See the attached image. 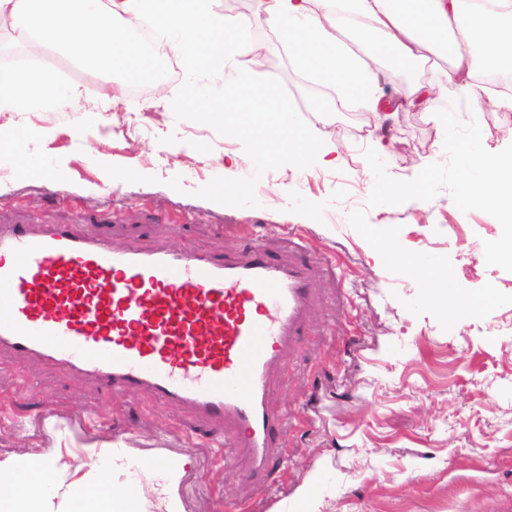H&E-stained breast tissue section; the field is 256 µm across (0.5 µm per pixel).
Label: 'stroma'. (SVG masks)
I'll return each mask as SVG.
<instances>
[{
  "label": "stroma",
  "mask_w": 512,
  "mask_h": 512,
  "mask_svg": "<svg viewBox=\"0 0 512 512\" xmlns=\"http://www.w3.org/2000/svg\"><path fill=\"white\" fill-rule=\"evenodd\" d=\"M262 43L270 59L263 76L281 80L311 130L338 146L339 159L266 172L257 206L233 207L196 191L216 177L252 176L254 164L240 140L175 118L171 102L186 78L179 58L169 57L160 91L142 74L109 77L54 48L32 54L13 26L0 24V46L14 61L53 72L81 94L76 111L0 112V138L29 130L24 156L46 170L27 176L23 156L0 154V225L72 224L120 247L165 239L228 255L257 237L304 234L315 260L336 272L315 279L305 328L274 377L271 402L285 421L269 476L248 479L213 447L216 432L188 414L7 356L0 462H49L59 482L46 512H67L72 487L92 484L97 463L115 456L144 464L133 476L125 466L111 471L116 490L133 488L141 512L173 504L179 512H488L512 496V305L442 330L432 315L405 309L416 282L375 261L347 219L366 209L373 227H399L405 249L448 257L463 288L491 283L512 294V272L483 257L485 242L501 235L492 216L460 211L445 190L428 202L367 205L374 175L363 152L372 142L391 146L385 163L398 180L446 161L436 113L448 106L451 61L432 58L419 72L434 89L432 109L398 112L383 129L334 100L278 31L266 29ZM498 96L488 89L482 106L458 111L461 120L477 119L492 152L512 143V110L495 107ZM167 463L179 467L169 494L158 470ZM309 485L312 497L298 502Z\"/></svg>",
  "instance_id": "1"
}]
</instances>
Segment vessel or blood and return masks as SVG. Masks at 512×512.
I'll use <instances>...</instances> for the list:
<instances>
[{
	"label": "vessel or blood",
	"instance_id": "1",
	"mask_svg": "<svg viewBox=\"0 0 512 512\" xmlns=\"http://www.w3.org/2000/svg\"><path fill=\"white\" fill-rule=\"evenodd\" d=\"M307 248L292 234L281 256L259 243L227 258L164 241L120 249L68 224L0 225V355L184 411L264 476L273 377L312 304Z\"/></svg>",
	"mask_w": 512,
	"mask_h": 512
}]
</instances>
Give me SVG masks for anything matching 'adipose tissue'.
Returning <instances> with one entry per match:
<instances>
[{"label": "adipose tissue", "mask_w": 512, "mask_h": 512, "mask_svg": "<svg viewBox=\"0 0 512 512\" xmlns=\"http://www.w3.org/2000/svg\"><path fill=\"white\" fill-rule=\"evenodd\" d=\"M212 0H0V19H9L33 52L68 44L84 66L110 74L147 73L163 85L165 59L146 53L126 30L143 16L170 34L171 52L188 70L220 71L227 54L252 57L259 45L250 37L258 24L285 33L298 64L340 97L357 101L376 122L393 113L430 108L433 92L424 84L405 88L390 101L376 93L379 79L366 61L339 40L334 0H255L249 15L214 11ZM345 10L365 19L399 58L425 63L451 50L456 100L477 106L484 100L477 72L512 69V0H345ZM65 104L78 108L79 93L47 74L27 78L9 73L0 80V112ZM56 472L20 458L0 463V512H43L44 495ZM69 512H138L132 491L113 492L108 471L94 486H76Z\"/></svg>", "instance_id": "ef3b65f1"}]
</instances>
